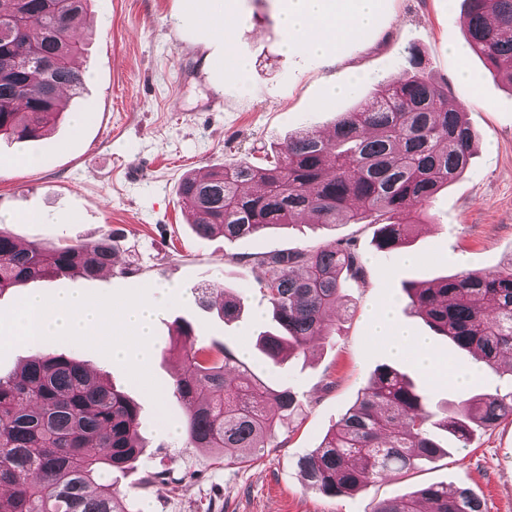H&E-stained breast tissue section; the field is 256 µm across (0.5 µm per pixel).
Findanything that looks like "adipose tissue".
Listing matches in <instances>:
<instances>
[{"instance_id": "ef3b65f1", "label": "adipose tissue", "mask_w": 512, "mask_h": 512, "mask_svg": "<svg viewBox=\"0 0 512 512\" xmlns=\"http://www.w3.org/2000/svg\"><path fill=\"white\" fill-rule=\"evenodd\" d=\"M380 0H287L281 25L288 51L321 53L342 50L347 40L373 24ZM158 307L140 291L115 301L47 292L29 297L11 314L12 335L21 340L58 336L111 348L113 355L145 353L151 346L149 326ZM375 332L390 340L397 354L414 357L435 380H442L441 361L420 337L398 325L390 305L379 306ZM472 372L458 369L450 383H466Z\"/></svg>"}]
</instances>
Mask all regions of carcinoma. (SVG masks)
Here are the masks:
<instances>
[{"mask_svg": "<svg viewBox=\"0 0 512 512\" xmlns=\"http://www.w3.org/2000/svg\"><path fill=\"white\" fill-rule=\"evenodd\" d=\"M89 0H0V138L38 140L66 107L60 89L80 93L75 31ZM467 40L489 71L512 86V0H464ZM406 76L381 87L368 103L343 112L325 137L304 129L277 159L243 160L185 175L179 196L201 237H261L305 216L324 225L376 224L379 251L401 248L414 218L467 169L475 134L448 87L425 76L411 48ZM110 234L86 243L20 244L0 230V293L33 279L93 278L112 267ZM264 296L277 331L259 336L260 352L277 364L327 336L328 313L343 289L363 275L350 242L316 249L270 250ZM428 325L488 367L512 359V262L494 271H464L406 289ZM219 317H239L240 302L216 304ZM193 328L178 327L171 349L185 362L169 388L190 406L188 448H244L264 456L274 436L271 410L292 415L289 389L254 379L225 346L205 347ZM512 421V389L433 410L426 392L398 368L377 367L321 444L298 459L306 487L338 496L362 491L393 473L436 457L439 428L470 445L475 423ZM140 407L109 381L63 353L42 350L19 371L0 374V512H127L117 491L94 485L98 472L138 467ZM482 512L469 488L428 484L383 500L374 512Z\"/></svg>", "mask_w": 512, "mask_h": 512, "instance_id": "1", "label": "carcinoma"}]
</instances>
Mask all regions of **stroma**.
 <instances>
[{
	"mask_svg": "<svg viewBox=\"0 0 512 512\" xmlns=\"http://www.w3.org/2000/svg\"><path fill=\"white\" fill-rule=\"evenodd\" d=\"M284 5L234 0L232 24L219 34L206 21L207 0H91L79 58L87 72L82 94L45 138L0 140V230L43 244L92 242L112 232L116 268L95 279L36 280L1 292L0 372L14 371L34 352L8 337L10 313L27 294L52 289L119 300L157 287L165 309L144 354L122 361L103 347L44 340L140 406L139 469L99 477L125 492L128 512H373L380 501L432 483L473 489L484 512H512L510 421L476 429L466 448L448 441L446 453L354 494L328 496L305 486L299 457L321 443L377 365H393L416 386L428 383L412 358L394 357L389 341L374 336L371 315L379 303H392L395 318L425 337L440 359L471 363L414 312L405 286L512 262V86L470 50L462 0H380L370 30L322 55L282 50ZM414 46L426 74L447 83L451 97L463 79L475 82L465 118L478 141L463 178L442 190L412 228L402 254L416 255V263L378 252L370 224L324 227L304 218L262 237L195 235L178 195L184 174L276 156L288 136L307 126L329 134L340 113L369 101L379 83L402 77ZM229 54L248 60L245 77L211 70V59ZM347 83L350 94L328 96L329 87ZM76 112L89 115L77 135ZM33 212L44 222H27ZM346 239L356 245L364 276L348 284L342 305L329 314L335 335L312 342L304 356L267 363L256 343L273 327L272 308L261 291L265 268L257 253ZM224 297L242 305L228 323L213 307ZM180 319L192 324L198 343L226 346L255 378L299 397L300 409L278 420L260 459L228 465L223 450L186 447L188 407L168 392L182 371L169 351ZM510 382L507 369H478L463 386L433 388L431 402L452 406ZM153 387L164 389L162 401L150 396ZM148 470L166 471L167 484L143 483Z\"/></svg>",
	"mask_w": 512,
	"mask_h": 512,
	"instance_id": "1",
	"label": "stroma"
}]
</instances>
